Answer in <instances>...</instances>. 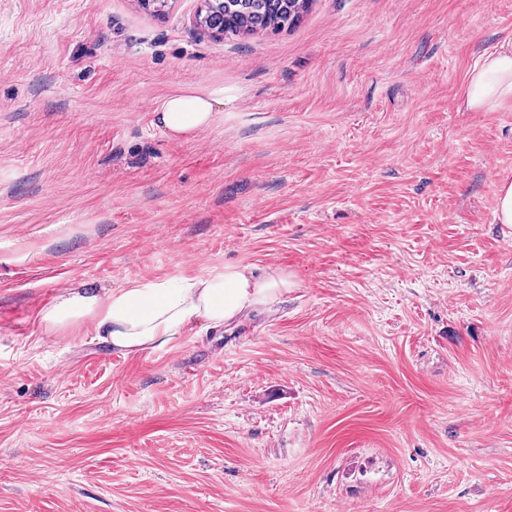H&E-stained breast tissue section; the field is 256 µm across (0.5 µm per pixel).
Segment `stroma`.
<instances>
[{"label": "stroma", "instance_id": "obj_1", "mask_svg": "<svg viewBox=\"0 0 512 512\" xmlns=\"http://www.w3.org/2000/svg\"><path fill=\"white\" fill-rule=\"evenodd\" d=\"M200 5L0 0V512H512V101L459 107L512 0ZM235 262L275 312L140 355L38 320ZM224 1V2H223ZM205 3L198 12V24L210 29L223 14V34L244 35L290 27L307 12L310 0H222ZM224 108V90H186L167 97L155 110L154 124L170 138L190 139L209 127ZM495 219L501 224H512V182H502L495 190Z\"/></svg>", "mask_w": 512, "mask_h": 512}]
</instances>
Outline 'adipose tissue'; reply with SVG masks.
<instances>
[{"label": "adipose tissue", "instance_id": "obj_1", "mask_svg": "<svg viewBox=\"0 0 512 512\" xmlns=\"http://www.w3.org/2000/svg\"><path fill=\"white\" fill-rule=\"evenodd\" d=\"M512 100V39L482 56L471 68L462 105L491 112ZM224 105V91L186 90L167 97L155 111V126L171 138L190 139L209 127ZM288 279L271 272L257 276L252 266L227 263L188 279L135 284L102 297L84 287L64 290L39 312L40 324L55 332L90 324L113 350L142 354L166 346L199 322L219 328L243 314L275 304Z\"/></svg>", "mask_w": 512, "mask_h": 512}]
</instances>
